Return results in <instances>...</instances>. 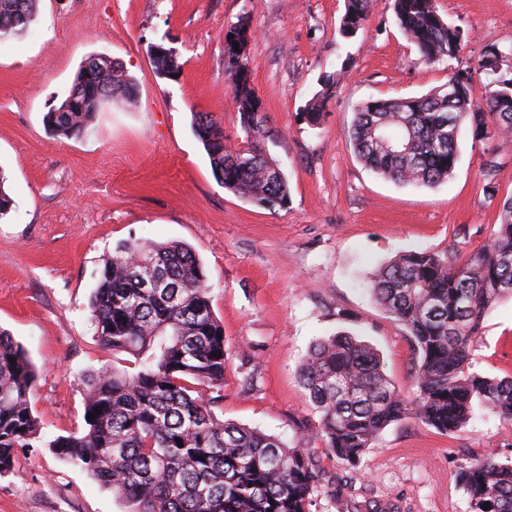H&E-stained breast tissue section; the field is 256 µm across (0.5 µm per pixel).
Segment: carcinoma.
<instances>
[{"label":"carcinoma","mask_w":512,"mask_h":512,"mask_svg":"<svg viewBox=\"0 0 512 512\" xmlns=\"http://www.w3.org/2000/svg\"><path fill=\"white\" fill-rule=\"evenodd\" d=\"M373 0H346L339 24L345 39L364 25ZM37 0H0V40L21 36L37 20ZM394 20L420 58L455 59L468 32L449 23L434 0H393ZM248 42L224 61L227 86L247 140L226 143L206 112L194 114L195 137L224 188L255 205H288V180L266 148L270 134L252 87ZM509 56L487 50L473 67L448 77L452 91L422 97L369 99L358 106L348 136L357 159L398 184L433 188L453 174L458 129L476 139H512V69ZM485 75L494 95L477 94L474 75ZM93 92L45 121L57 137L81 136L102 104L134 97L133 79L121 63L110 70L79 71ZM334 85L326 76L307 101L304 119L317 126ZM487 244L466 258L454 252L396 255L367 278L373 300L402 323L416 353L410 399L384 372L378 353L346 334L317 341L299 380L318 413L314 433L293 442L257 428L220 420L213 405L224 388V327L209 298L206 272L180 242L138 239L103 260L91 292V327L100 344L135 357L139 369L117 365L84 379L83 430L58 436L48 447L112 488L130 512H311L318 481L315 458L305 451L318 440L338 464L356 470L390 424L415 418L441 434L459 431L474 402L512 421V377L491 378L474 369L470 348L487 310L512 296V197ZM36 372L26 351L0 329V476L13 468L20 448L42 441L30 396ZM183 446H178V443ZM470 512H512V462L487 453L458 474ZM490 509H483L484 503Z\"/></svg>","instance_id":"obj_1"}]
</instances>
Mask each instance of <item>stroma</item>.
Here are the masks:
<instances>
[{"label": "stroma", "mask_w": 512, "mask_h": 512, "mask_svg": "<svg viewBox=\"0 0 512 512\" xmlns=\"http://www.w3.org/2000/svg\"><path fill=\"white\" fill-rule=\"evenodd\" d=\"M469 33L459 58L429 65L398 30L392 0H373L351 40L345 0H39V21L0 42V171L14 201L0 219V328L37 369L31 398L44 442L19 449L0 476V512H128L125 501L72 467L47 440L83 429V379L111 366L90 325L89 296L103 258L124 242L180 241L195 250L224 326L226 363L216 415L291 440L318 415L298 379L313 344L347 332L380 355L405 397L415 392L407 329L360 285L404 251L465 255L486 244L499 202L512 196V141L463 131L459 161L434 188L399 185L366 169L347 136L368 99L422 96L490 46H512V0H435ZM247 18V61L287 177L286 208L269 211L220 185L192 131L209 113L228 141L246 134L224 75V34ZM175 49L176 75L152 66V46ZM105 54L135 82L132 105L104 104L90 129L53 137L44 116L84 61ZM335 84L320 126L302 112ZM496 157L495 198L483 164ZM477 371L512 377V298L487 312L471 347ZM311 512H469L458 473L488 452L512 459V423L475 407L444 436L408 418L391 424L340 494L320 442Z\"/></svg>", "instance_id": "stroma-1"}]
</instances>
